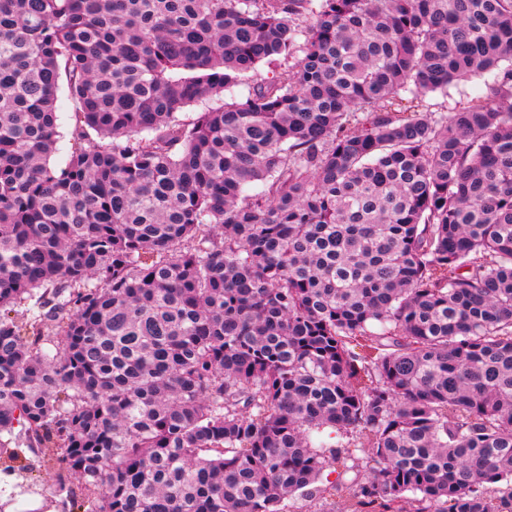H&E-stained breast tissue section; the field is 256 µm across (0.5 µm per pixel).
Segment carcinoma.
Segmentation results:
<instances>
[{"mask_svg":"<svg viewBox=\"0 0 512 512\" xmlns=\"http://www.w3.org/2000/svg\"><path fill=\"white\" fill-rule=\"evenodd\" d=\"M1 434L65 512H512V0H0ZM483 88L481 78H472L468 81L448 88V98L431 95L426 98V104L432 112H452L463 103L467 97L475 96ZM72 102L65 90L59 93L57 101V115L60 138L57 143V152L52 157L55 164H63L68 156L71 141L70 130L74 124V113L72 112Z\"/></svg>","mask_w":512,"mask_h":512,"instance_id":"obj_1","label":"carcinoma"}]
</instances>
